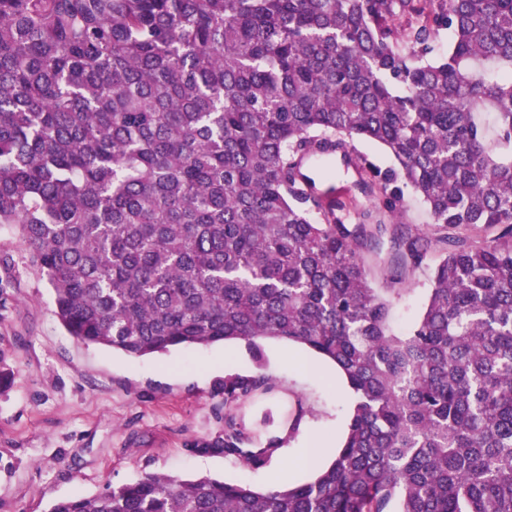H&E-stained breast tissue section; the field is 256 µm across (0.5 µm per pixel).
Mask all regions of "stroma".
<instances>
[{
    "mask_svg": "<svg viewBox=\"0 0 512 512\" xmlns=\"http://www.w3.org/2000/svg\"><path fill=\"white\" fill-rule=\"evenodd\" d=\"M331 181L346 213L375 210L358 175L342 161ZM431 253L410 271L391 300L396 330L408 329L427 301ZM52 290L24 258L10 230L0 231V361L13 373L0 389V512H47L52 501L93 496L149 472L186 478L210 476L258 489L276 483L289 456L316 439L337 445L351 417L350 398L311 368L315 354L299 344L263 341L264 368L245 342L175 348L130 357L70 336L55 317ZM266 374L269 391H256L234 412L252 434L266 420L287 431L295 407L306 415L296 437L269 463L247 469L231 457L190 450L188 441L223 434L224 378Z\"/></svg>",
    "mask_w": 512,
    "mask_h": 512,
    "instance_id": "1",
    "label": "stroma"
}]
</instances>
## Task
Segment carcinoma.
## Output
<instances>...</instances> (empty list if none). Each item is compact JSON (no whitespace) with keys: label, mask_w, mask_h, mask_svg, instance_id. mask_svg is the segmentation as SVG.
Instances as JSON below:
<instances>
[{"label":"carcinoma","mask_w":512,"mask_h":512,"mask_svg":"<svg viewBox=\"0 0 512 512\" xmlns=\"http://www.w3.org/2000/svg\"><path fill=\"white\" fill-rule=\"evenodd\" d=\"M359 140L397 163L356 156L392 228L297 170ZM405 188L446 234L401 224ZM0 227L84 343L244 341L259 368L298 343L355 394L311 482L146 473L48 512H512V0H0ZM438 246L397 333L365 253L395 284ZM269 385L228 377L224 404ZM284 443L230 416L192 448L258 467Z\"/></svg>","instance_id":"carcinoma-1"}]
</instances>
